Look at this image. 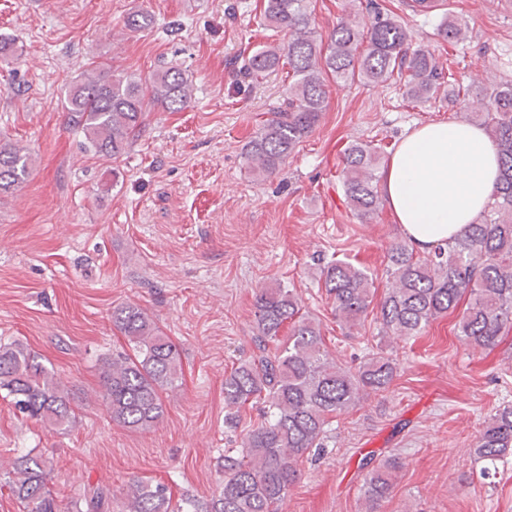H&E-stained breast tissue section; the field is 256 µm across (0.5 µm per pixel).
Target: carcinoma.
Segmentation results:
<instances>
[{
	"label": "carcinoma",
	"mask_w": 512,
	"mask_h": 512,
	"mask_svg": "<svg viewBox=\"0 0 512 512\" xmlns=\"http://www.w3.org/2000/svg\"><path fill=\"white\" fill-rule=\"evenodd\" d=\"M309 0H264L267 26L288 33L284 47L255 49L244 65L253 81L286 66L288 98L276 108L245 146L248 171L264 178L278 172L288 155L320 123L326 108V74L338 83L357 77L368 83L393 81L412 101H429L441 85L440 62L425 47L411 48L410 36L396 19L375 14L366 28L343 18L327 39L311 27ZM467 24L443 18L436 36L455 43ZM111 67L91 64L67 90L68 123L80 128L88 148L117 160L144 128L145 106L152 103L179 112L192 99L188 74L172 63L150 83L113 77ZM488 127L500 161L493 202L483 219L453 242L417 253L413 243L396 242L388 250L389 286L377 304L380 340L411 339L440 317L456 315L457 336L474 350H493L512 331V83H502L484 103ZM384 152L362 142L343 154L342 188L349 210L363 221L379 210L377 170ZM30 158L18 147L0 148V189L22 183ZM336 318L360 328L374 301L372 279L348 261L321 269ZM254 343L257 353L224 376V400L241 407L260 402L267 422L251 430L242 449L224 456V483L207 503H172L162 483H141L125 512H280L298 478V462L323 447L330 420L356 408L369 395L389 390L397 373L383 351L372 352L358 367L336 362L324 345L319 323L301 312L291 289L263 288L255 296ZM112 322L130 352L118 353L100 368L102 399L112 421L131 430H149L164 415L162 394L182 378L180 352L142 308H113ZM288 330V335L281 332ZM0 390L31 418L69 427L75 418L69 394L54 374L21 343L0 344ZM482 462L481 477L494 478L500 462L512 456V408L485 420L473 447ZM400 458L388 456L366 475L364 512H379L391 493ZM49 459L29 451L14 462L12 494L26 512H59L48 486ZM72 512H112V495L97 488L72 505Z\"/></svg>",
	"instance_id": "obj_1"
}]
</instances>
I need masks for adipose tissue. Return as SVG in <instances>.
<instances>
[{"instance_id":"1","label":"adipose tissue","mask_w":512,"mask_h":512,"mask_svg":"<svg viewBox=\"0 0 512 512\" xmlns=\"http://www.w3.org/2000/svg\"><path fill=\"white\" fill-rule=\"evenodd\" d=\"M498 173L497 152L481 128L466 121L431 123L399 143L383 191L407 238L429 247L476 222Z\"/></svg>"}]
</instances>
